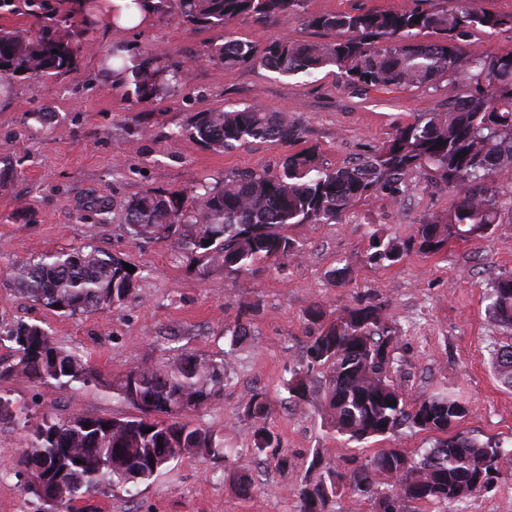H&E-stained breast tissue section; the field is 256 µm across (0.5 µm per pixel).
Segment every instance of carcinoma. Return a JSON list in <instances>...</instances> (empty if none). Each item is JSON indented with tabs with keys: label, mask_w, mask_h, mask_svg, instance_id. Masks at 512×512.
Wrapping results in <instances>:
<instances>
[{
	"label": "carcinoma",
	"mask_w": 512,
	"mask_h": 512,
	"mask_svg": "<svg viewBox=\"0 0 512 512\" xmlns=\"http://www.w3.org/2000/svg\"><path fill=\"white\" fill-rule=\"evenodd\" d=\"M306 0H157L152 13H177L199 28L224 27L237 18L262 22L299 14ZM12 11L32 17L38 29L0 28V78L17 71L50 77L72 71L89 43L95 22L86 7L62 12L53 0H0ZM420 22H414V18ZM310 24L338 34L331 43L277 40L261 46L227 39L210 50L224 68L259 66L280 75H312L333 66L346 84L364 92H392L447 82L468 93L446 112H425L394 128L388 140L359 165L330 169L313 150L286 153L275 172L241 170L212 182L201 181L194 194L149 190L126 205L127 233L134 240L167 241L184 250L205 270L216 263L228 275L286 261L300 253L285 230L290 224H338L358 201L387 191L399 197L407 179L424 176L436 190H458L448 218L425 216L416 235L399 241L370 232L369 260L383 267L398 263L413 249L436 254L448 242L483 238L512 210V193L500 195L497 175L512 168V52L464 53L459 43L486 30L511 29L512 13H496L477 0H433L400 11L365 10L322 14ZM105 72L126 89L135 106L163 95L186 81L190 66L167 62L136 47L104 58ZM299 120L268 112L261 104L196 112L169 137L189 136L215 150L228 151L255 141L293 145L300 139ZM17 290L62 315L91 314L120 306L135 290V275L124 260L90 245L55 250L13 268ZM492 322L512 332V274L498 276L487 288ZM305 359L284 383L288 402H306L313 373H327L325 407L329 428L348 441L388 438L403 428L433 434L432 448L414 458L403 448H382L350 475L323 466L317 450L299 489L301 512H323L330 497L343 489L355 502H372L373 512H397L395 498L411 502H461L477 493L481 473L501 474L512 467V448L483 440L461 428L470 409L458 396L439 392L409 402L394 382L397 331L383 306L374 301L339 313L309 307ZM0 381L25 378L50 388L88 385L93 369L74 351L58 345L49 329L17 322L0 325ZM492 366L501 385L512 389V342L493 350ZM228 383L224 361L184 354L155 365L142 363L119 373L112 392L138 410L126 418L75 412L45 415L29 426V450L21 459L34 482L29 491L44 507L70 512L74 504L114 485L145 483L175 459L203 452L225 458L224 436L190 420L191 413L223 395ZM271 407L255 394L243 404L253 422L254 449L288 466L279 434L267 426ZM151 432H146V429ZM394 476L395 489H382L378 477Z\"/></svg>",
	"instance_id": "1"
}]
</instances>
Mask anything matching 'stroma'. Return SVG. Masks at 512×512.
Instances as JSON below:
<instances>
[{"label":"stroma","mask_w":512,"mask_h":512,"mask_svg":"<svg viewBox=\"0 0 512 512\" xmlns=\"http://www.w3.org/2000/svg\"><path fill=\"white\" fill-rule=\"evenodd\" d=\"M414 0H306L300 15L257 23L236 19L222 28L199 29L175 13L152 16L134 30L94 27L95 50L75 70L51 78L16 79L0 89V159L13 161L15 178L0 185V323L18 321L49 328L57 342L76 351L96 370V382L81 390L45 388L16 378L0 383L28 413L62 417L75 411L104 417L133 415L112 392L118 372L147 362L166 364L182 354L223 360L230 382L223 396L192 417L193 423L224 433L225 460L196 455L173 461L148 482L94 495L92 512H300L297 489L314 449L329 467L345 474L385 445L419 454L432 434L402 429L390 440L357 443L334 435L324 423L325 374L314 376L305 405L288 404L283 387L288 367L306 355L309 330L304 311L321 303L333 311L365 299L385 306L400 331L393 375L408 398L448 389L467 400L462 427L512 447V390L494 375L489 353L503 334L486 317L485 288L512 272V213L480 239L451 241L438 254L410 252L391 267L371 264L369 232L400 240L427 214L447 217L456 190L434 193L419 175L401 199L378 192L360 200L338 224H299L287 234L301 253L286 271L272 267L238 275L214 265L198 272L179 249L156 241H134L126 232L127 200L151 189L187 191L197 180L231 170L275 171L286 148L253 142L221 153L200 142L172 139L171 130L190 114L233 103H260L285 112L303 126L300 148L316 150L329 168L362 161L398 123L419 112H443L460 94L450 84L368 93L348 86L326 67L313 76L284 77L258 66L232 69L206 53L225 39L258 44L282 38L328 43L332 34L309 26L311 17L364 9L400 10ZM136 45L169 59L192 62L187 83L163 96L130 105L122 86L103 71V53ZM150 113L149 125L140 122ZM109 206L98 222L90 200ZM92 244L135 269L136 288L117 309L83 316L59 315L17 292L7 274L45 252ZM347 261L350 280L330 275ZM247 325L248 336L230 347L225 328ZM265 393L269 425L280 434L292 461L283 468L256 454L252 423L240 406ZM29 444L28 431L0 422V512H38L17 466ZM251 475L260 490L241 498L238 475ZM398 512H512V475L459 504L397 503Z\"/></svg>","instance_id":"stroma-1"}]
</instances>
